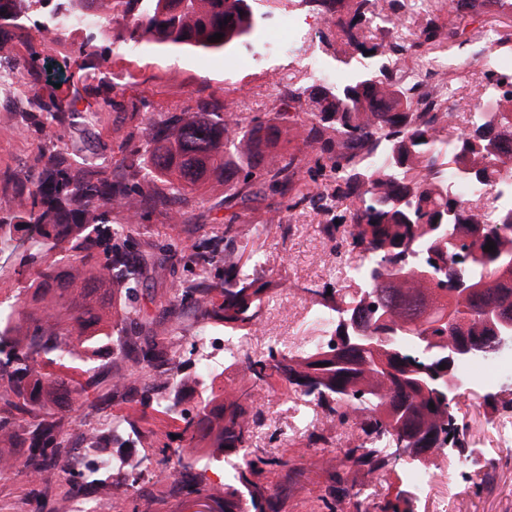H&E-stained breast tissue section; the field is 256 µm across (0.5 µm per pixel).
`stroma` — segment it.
Here are the masks:
<instances>
[{
    "label": "stroma",
    "mask_w": 512,
    "mask_h": 512,
    "mask_svg": "<svg viewBox=\"0 0 512 512\" xmlns=\"http://www.w3.org/2000/svg\"><path fill=\"white\" fill-rule=\"evenodd\" d=\"M430 10L438 11L441 23L457 33L441 54L447 60L446 76L457 89L455 103L471 104L483 85L482 34L490 29L512 33V18L484 7L452 12L448 0H428L426 9L416 10L404 0L398 13L399 32L411 36ZM299 12L307 31L289 59H272L258 66L253 62V48L242 46L211 53L146 49L127 58L111 69L110 103H99L93 122L59 128V144H79L86 154L115 168L128 149L143 143L139 123L128 118L131 107H139L143 117L160 119L195 111L201 101L216 98L223 101L225 111L244 123L286 111L292 95L315 82L305 67L309 56L320 57L328 68L341 67L336 25L307 7H300ZM82 39L77 32L62 39L50 33L38 35L31 45L15 44L11 53L0 56V65L12 70L19 56L33 50L41 65L39 72L25 75L17 86L0 85V215L15 210L23 191L19 173L50 145L29 120L24 103L36 94L64 96L81 87L82 59L77 47ZM53 71L64 72L66 83L58 87L48 83ZM172 209L169 216L145 210L138 224V250L165 257L163 268L149 272L139 290L137 304L147 320L135 327L113 322L112 334L136 337L141 345L166 346V360L152 370V380H159L172 364H179L180 409L196 412L206 399L217 411L239 396L244 378L240 364L232 363L215 377L212 388L194 382L198 366L192 345L206 322L193 298L182 296L181 291L198 277L196 252H207L210 272L220 278L225 250L246 255L260 249L266 263L256 269V277L279 281V288L263 303L259 324L240 348L241 355L251 357L267 354L272 346L292 351L314 337L307 316L308 307L315 303L311 289L329 283L336 298H349L351 273L362 256L341 238L328 234L316 211H288L277 196L252 203L234 219L224 207L223 185L209 182L190 194L188 203H174ZM231 224L236 227L232 233L227 230ZM91 366L96 379L69 414V453L77 452L82 428L109 413L130 422L111 444V451L153 457L156 442L174 432L176 419L115 390L113 378L117 375L125 377L127 386L142 387V370L131 361L107 349ZM509 411L512 385L491 403L485 401L482 386L463 390L455 412L468 423L469 445L436 457L434 485L415 499L416 512H436L443 496L450 512H512V446L499 445L491 429L493 420ZM250 418L254 426L252 451L288 460L287 467H268L254 477L255 483L273 494L276 512H325L327 500L336 501L338 512H351L348 499L336 495L335 477L339 474L354 492L376 486L374 475L344 459L346 446L359 435L356 425L331 419L327 411L284 384L274 383L255 394ZM460 456L471 458L472 466L456 480H449L448 467ZM36 494L45 499L49 512H66L73 501L66 471L43 472L35 480L25 470L0 473V512H29ZM111 497L125 500L139 512H193L195 508L178 478H160L151 471L135 489L113 486Z\"/></svg>",
    "instance_id": "obj_1"
}]
</instances>
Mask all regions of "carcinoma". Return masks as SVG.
I'll return each mask as SVG.
<instances>
[{
	"mask_svg": "<svg viewBox=\"0 0 512 512\" xmlns=\"http://www.w3.org/2000/svg\"><path fill=\"white\" fill-rule=\"evenodd\" d=\"M339 27L351 56L359 58L351 79L336 90L319 84L306 88V108L293 115L295 137L316 151L314 165L281 141L288 113L276 112L246 125L224 111V103L202 101L195 112L141 121L146 149L134 148L122 158L125 176L82 155L75 147L56 146L42 152L19 176L27 187L17 209L0 216V254L19 258L31 301L50 306L47 313L24 305L0 308V444L23 448L24 469L53 470L61 466L65 420L71 403L90 382L74 377L94 360L110 337L112 318L136 322L143 310L128 305L112 310L111 295L132 296L144 274L163 263L156 254L133 251L138 230L136 211L147 206L168 212L170 202L213 180L224 185L226 208L245 209L268 195L287 199L286 209L311 208L327 218L334 230L344 229L348 245L363 255L361 274L352 278L361 321L373 325L377 339L362 350L340 349L335 337L303 353L246 356L241 365L248 382L236 400L224 406V417L210 430L207 461L221 465L228 450L250 447L253 427L248 414L253 393L280 381L298 388L332 417L354 419L364 440L344 450L345 459L382 479L392 457L407 453L424 466L444 448H462L466 433L437 385L421 368L431 362L421 337L438 348L452 332L474 336L492 348L491 332L481 327L482 307L512 311V268L503 270L497 257L512 253V208L489 219L466 205L452 190L449 178L488 184L512 179V81L493 69L484 85L497 89V111L474 105L468 129L445 135L451 119L449 97L404 81L400 61L411 56L420 66L435 46L457 36L445 30L439 16L406 43L373 41L371 30L382 16L378 0H303ZM477 6L511 8L512 0H450L448 10ZM123 22L117 37L124 53L153 45L194 50L232 49L260 26L250 0H0V53L9 39L26 40L30 30L59 34L60 29L84 33L79 46L84 65L101 72L112 65L108 22ZM216 33L218 42L209 41ZM33 118L52 140L58 128L80 112L74 98H32ZM350 201L348 213L333 211V202ZM495 244L489 252L488 242ZM411 254L410 275L393 284L380 281L374 269ZM435 262L437 278L419 277L421 263ZM247 263L235 251L224 252V280L213 281L202 268L200 281L185 293L196 296L202 318L221 320L224 329L243 331L257 324L263 296L273 288L244 271ZM474 280L483 290L482 305L470 300L469 319L450 325L442 321L452 300V283ZM328 288H309L318 306L338 312ZM224 301L216 303L211 293ZM387 309L390 320L379 321ZM410 347L386 344L379 337L392 326ZM117 355L134 357L151 368L164 352L130 338L116 339ZM73 371L54 378L40 371L43 361ZM208 406L196 415H181L177 445L158 444L157 466L171 461L184 471L187 494L205 501L212 495L194 481L200 458L183 455L198 447ZM384 439L387 449L375 447ZM270 466L288 461L248 453L235 469L234 483L224 490V512H266L271 496L252 481ZM356 512H413L401 493H386L377 502H355Z\"/></svg>",
	"mask_w": 512,
	"mask_h": 512,
	"instance_id": "carcinoma-1",
	"label": "carcinoma"
}]
</instances>
